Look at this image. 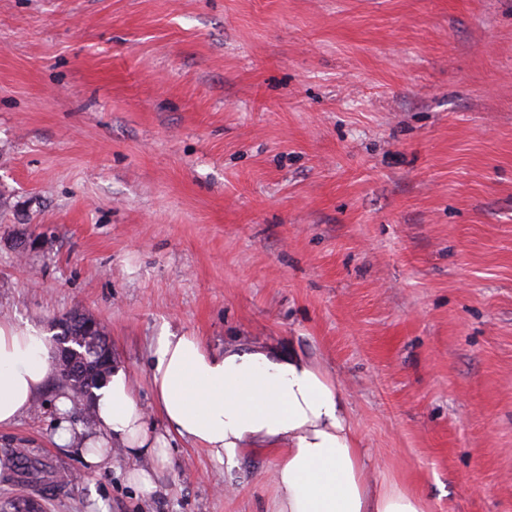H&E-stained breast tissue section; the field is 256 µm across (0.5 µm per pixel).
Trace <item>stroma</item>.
Wrapping results in <instances>:
<instances>
[{"mask_svg": "<svg viewBox=\"0 0 512 512\" xmlns=\"http://www.w3.org/2000/svg\"><path fill=\"white\" fill-rule=\"evenodd\" d=\"M74 310L155 431L159 336L272 344L342 385L377 481L512 512V0H0V319ZM66 392L0 429L42 469L0 503L266 512L264 454L87 466ZM58 408L60 415L62 416H60L58 419L57 432L54 436L55 443L61 447L70 448L77 452L82 457L84 462L89 466H98L107 462L110 459V450L112 448L70 447L73 444L74 436L70 427V423L66 419V412L70 408V400L66 395L60 396Z\"/></svg>", "mask_w": 512, "mask_h": 512, "instance_id": "35a3bbf8", "label": "stroma"}]
</instances>
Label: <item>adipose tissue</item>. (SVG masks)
<instances>
[{"label":"adipose tissue","instance_id":"ef3b65f1","mask_svg":"<svg viewBox=\"0 0 512 512\" xmlns=\"http://www.w3.org/2000/svg\"><path fill=\"white\" fill-rule=\"evenodd\" d=\"M52 376L44 336L0 320V428L14 425ZM150 383L165 423L150 432L145 409L124 370L96 392V419L120 442L131 483L154 487L141 458L166 459L167 433L207 449L225 470L250 454L274 458L270 512H425L399 484L371 476L348 400L337 382L305 354L265 344L208 349L195 336L160 337Z\"/></svg>","mask_w":512,"mask_h":512}]
</instances>
